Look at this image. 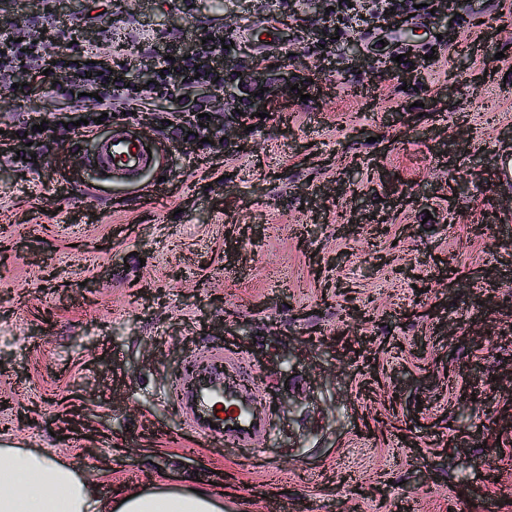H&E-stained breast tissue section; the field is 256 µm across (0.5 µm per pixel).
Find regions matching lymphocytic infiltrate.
Listing matches in <instances>:
<instances>
[{
  "label": "lymphocytic infiltrate",
  "instance_id": "obj_1",
  "mask_svg": "<svg viewBox=\"0 0 512 512\" xmlns=\"http://www.w3.org/2000/svg\"><path fill=\"white\" fill-rule=\"evenodd\" d=\"M28 26L31 34L27 40L0 39V72L14 69L19 63L31 72L30 83L14 90L13 95L17 98L36 96L50 88L66 100L74 112H127L135 107L147 110L160 90L167 88V76L171 73L178 74L179 86L183 89L207 87L220 90L224 87V70L215 63L216 57L224 53L220 46L223 33L219 30L212 31L209 42L195 41L186 50L177 52L174 59L156 56L157 80L131 96L124 92L129 77L127 67L93 62L88 53L74 56L64 52L57 60L47 59L42 53L41 20L29 19ZM54 64L72 70L73 77L67 85H52L46 76V69Z\"/></svg>",
  "mask_w": 512,
  "mask_h": 512
}]
</instances>
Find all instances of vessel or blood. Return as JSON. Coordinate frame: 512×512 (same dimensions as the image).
Masks as SVG:
<instances>
[{
    "mask_svg": "<svg viewBox=\"0 0 512 512\" xmlns=\"http://www.w3.org/2000/svg\"><path fill=\"white\" fill-rule=\"evenodd\" d=\"M92 162L113 179L134 182L156 167L157 157L139 137L117 132L96 138ZM256 376L247 353L203 339L170 377L167 398L204 446L247 449L269 432L274 416V402L260 392Z\"/></svg>",
    "mask_w": 512,
    "mask_h": 512,
    "instance_id": "obj_1",
    "label": "vessel or blood"
}]
</instances>
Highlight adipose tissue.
<instances>
[{"mask_svg":"<svg viewBox=\"0 0 512 512\" xmlns=\"http://www.w3.org/2000/svg\"><path fill=\"white\" fill-rule=\"evenodd\" d=\"M94 489L49 455L0 448V512H104ZM115 512H224L221 500L188 490L154 489L116 498Z\"/></svg>","mask_w":512,"mask_h":512,"instance_id":"adipose-tissue-1","label":"adipose tissue"}]
</instances>
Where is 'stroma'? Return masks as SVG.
<instances>
[{
  "mask_svg": "<svg viewBox=\"0 0 512 512\" xmlns=\"http://www.w3.org/2000/svg\"><path fill=\"white\" fill-rule=\"evenodd\" d=\"M350 12L346 0H0V33L24 35L39 15L101 58L116 29L163 49L220 26L233 70L251 72L272 14L279 45L251 86L264 117L208 94L204 135L186 139L173 124L188 104L167 94L96 125L157 148L132 184L89 167L92 138H75L80 115L53 92L0 91L1 444L67 463L104 502L162 484L211 492L224 512H512V181L498 170L512 12L450 0L447 17L417 16L411 48L397 40L405 12L361 31ZM379 67L392 76L372 103L350 93ZM35 113L45 129L24 139ZM375 165L404 204L384 198ZM378 211L388 239L340 233ZM230 224L260 232L237 241ZM353 304L366 365L336 344ZM199 337L237 342L277 398L253 448L192 447L166 400Z\"/></svg>",
  "mask_w": 512,
  "mask_h": 512,
  "instance_id": "stroma-1",
  "label": "stroma"
}]
</instances>
